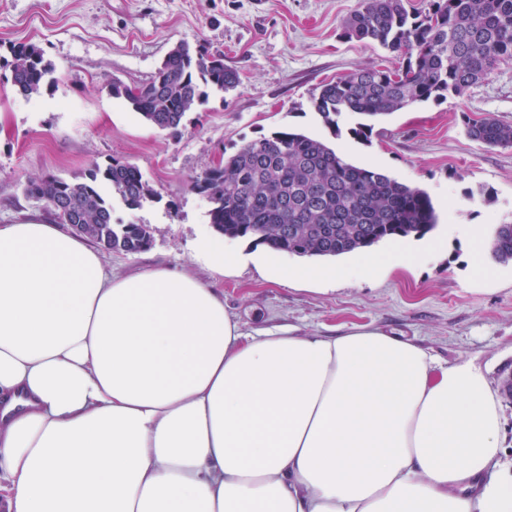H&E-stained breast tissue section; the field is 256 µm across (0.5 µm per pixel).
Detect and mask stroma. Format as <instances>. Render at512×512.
<instances>
[{"instance_id": "35a3bbf8", "label": "stroma", "mask_w": 512, "mask_h": 512, "mask_svg": "<svg viewBox=\"0 0 512 512\" xmlns=\"http://www.w3.org/2000/svg\"><path fill=\"white\" fill-rule=\"evenodd\" d=\"M360 0H0V45H38L56 68L51 92L25 99L0 86V225L54 223L26 196L28 178H72L91 164L138 165L159 198L142 208L115 205L113 219L147 225L141 252H105L110 268L164 265L224 289V306L249 334L287 330L338 336L357 328L428 348L442 363L469 361L494 390L512 374V262L480 260L474 241L512 224V147L471 141L466 118L512 124V59L461 96L399 110L376 124L369 143L341 117L332 133L312 108L324 81L399 60L375 44L341 36ZM224 56L240 84L188 112L179 139L144 122L106 83L147 82L178 43ZM327 142L352 162L427 190L439 223L436 249L419 260L421 239H388L340 256L333 280L275 282L252 256L254 239L234 238L236 265L217 273L197 258L210 232L206 196L193 178L224 154L281 129Z\"/></svg>"}]
</instances>
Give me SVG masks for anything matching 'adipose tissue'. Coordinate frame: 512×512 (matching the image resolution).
<instances>
[{
	"label": "adipose tissue",
	"mask_w": 512,
	"mask_h": 512,
	"mask_svg": "<svg viewBox=\"0 0 512 512\" xmlns=\"http://www.w3.org/2000/svg\"><path fill=\"white\" fill-rule=\"evenodd\" d=\"M501 427L471 363L247 336L195 275L0 226V512H512Z\"/></svg>",
	"instance_id": "obj_1"
}]
</instances>
